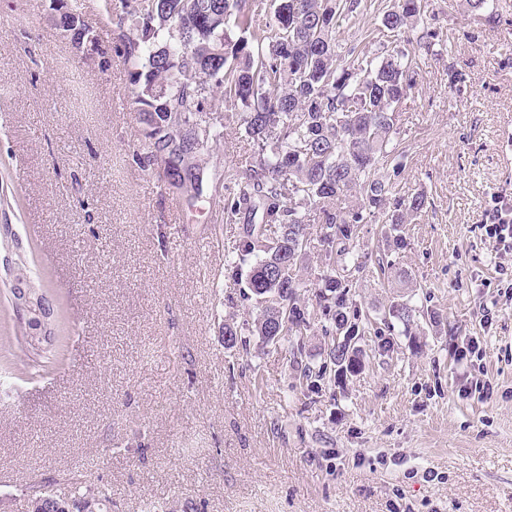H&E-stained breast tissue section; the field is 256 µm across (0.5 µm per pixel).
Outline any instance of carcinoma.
<instances>
[{
	"label": "carcinoma",
	"instance_id": "carcinoma-1",
	"mask_svg": "<svg viewBox=\"0 0 512 512\" xmlns=\"http://www.w3.org/2000/svg\"><path fill=\"white\" fill-rule=\"evenodd\" d=\"M49 5L57 29L73 40L108 54L99 31L84 19L81 0ZM362 0H121V10L106 8L118 31L115 53L123 61L132 90L130 109L142 143L132 162L161 186L191 201L198 187L195 171L223 138L224 125L211 115L237 119L252 143L251 160L228 173L224 214L243 225L235 255L227 265L255 259L248 288L264 303L255 332L269 342L274 331L291 336L310 327V312L298 302L297 265L313 244L336 256L334 274L322 278L315 294L323 308L334 305L339 338L328 357L340 380L358 372L350 342L372 321L347 311L354 282L348 263L366 269L384 259L354 254L359 227L369 216L396 231L426 206L422 195L400 194L397 183L381 175L394 161L396 111L411 89L417 65L411 38L421 18V0H397L383 8L384 32L392 46L383 51L342 55L336 28ZM18 273L30 297L47 306L50 330L54 307L37 287L24 262ZM415 309L392 302L380 318L408 326ZM34 326L24 322L27 365L52 355L54 345L27 339ZM112 488H70L59 496L45 487L28 499L27 512H102Z\"/></svg>",
	"mask_w": 512,
	"mask_h": 512
}]
</instances>
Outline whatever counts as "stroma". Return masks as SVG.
Listing matches in <instances>:
<instances>
[{"instance_id": "35a3bbf8", "label": "stroma", "mask_w": 512, "mask_h": 512, "mask_svg": "<svg viewBox=\"0 0 512 512\" xmlns=\"http://www.w3.org/2000/svg\"><path fill=\"white\" fill-rule=\"evenodd\" d=\"M422 7L395 143L399 190L426 206L385 247L388 283L353 276L359 308L409 300L420 332L396 326L384 354L363 336L358 373L314 388L300 372L331 342L319 249L298 271L310 330L224 341L223 324L260 309L249 262L225 270L242 227L224 220V174L251 154L243 129L224 118L186 205L131 163L119 57L83 62L45 0H0V215L63 316L58 361L29 374L0 263V512L77 481L111 486L108 512H512V298L483 229L512 203V0H489L493 22L465 0ZM470 341L479 356L458 361Z\"/></svg>"}]
</instances>
